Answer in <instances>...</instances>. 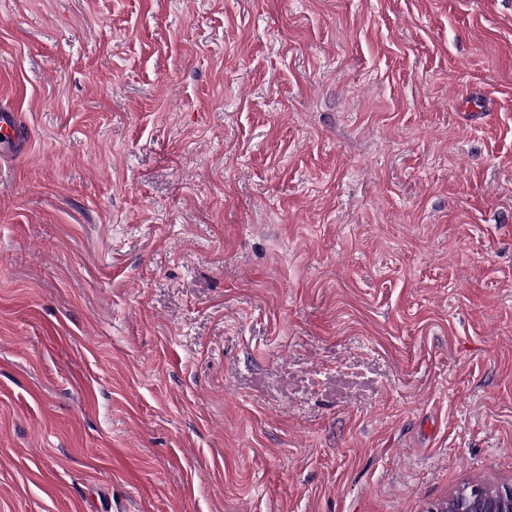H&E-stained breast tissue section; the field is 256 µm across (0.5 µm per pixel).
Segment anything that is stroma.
<instances>
[{"mask_svg": "<svg viewBox=\"0 0 512 512\" xmlns=\"http://www.w3.org/2000/svg\"><path fill=\"white\" fill-rule=\"evenodd\" d=\"M0 103V512L512 486V0H0ZM0 112V152H18L23 147L24 135L15 126L11 112Z\"/></svg>", "mask_w": 512, "mask_h": 512, "instance_id": "35a3bbf8", "label": "stroma"}]
</instances>
